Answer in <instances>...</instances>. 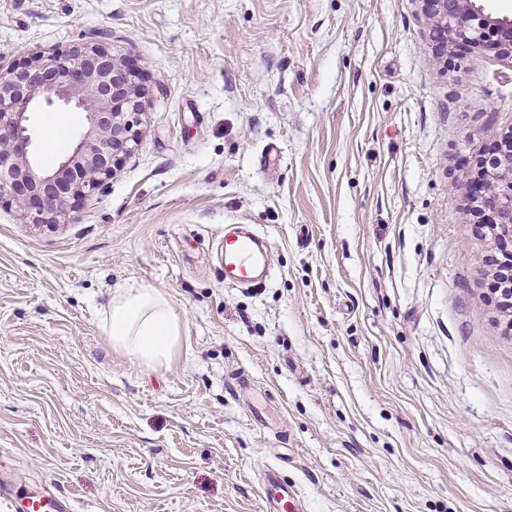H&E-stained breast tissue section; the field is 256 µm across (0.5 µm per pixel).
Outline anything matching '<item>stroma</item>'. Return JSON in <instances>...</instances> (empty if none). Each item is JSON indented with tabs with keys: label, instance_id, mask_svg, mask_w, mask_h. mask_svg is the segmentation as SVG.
<instances>
[{
	"label": "stroma",
	"instance_id": "obj_1",
	"mask_svg": "<svg viewBox=\"0 0 512 512\" xmlns=\"http://www.w3.org/2000/svg\"><path fill=\"white\" fill-rule=\"evenodd\" d=\"M432 28L418 0H0L4 63L106 30L146 93L138 149L67 223L0 206L18 495L260 512L273 466L298 512H512V336L470 199L512 131V57L492 29L437 55ZM30 125L46 164L83 120ZM228 224L268 242L254 288L224 283ZM139 284L182 324L154 370L101 324Z\"/></svg>",
	"mask_w": 512,
	"mask_h": 512
}]
</instances>
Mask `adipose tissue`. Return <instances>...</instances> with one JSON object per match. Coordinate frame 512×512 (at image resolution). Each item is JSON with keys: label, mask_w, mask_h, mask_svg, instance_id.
<instances>
[{"label": "adipose tissue", "mask_w": 512, "mask_h": 512, "mask_svg": "<svg viewBox=\"0 0 512 512\" xmlns=\"http://www.w3.org/2000/svg\"><path fill=\"white\" fill-rule=\"evenodd\" d=\"M102 326L113 347L148 367L168 363L181 344V322L172 302L148 285L117 292Z\"/></svg>", "instance_id": "ef3b65f1"}]
</instances>
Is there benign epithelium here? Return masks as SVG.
<instances>
[{
    "label": "benign epithelium",
    "instance_id": "1",
    "mask_svg": "<svg viewBox=\"0 0 512 512\" xmlns=\"http://www.w3.org/2000/svg\"><path fill=\"white\" fill-rule=\"evenodd\" d=\"M435 23L439 53L461 42L481 45L485 29L505 32L499 50L512 57V17H492L479 0H419ZM477 25H471V22ZM133 61L103 43L83 44L62 55H32L0 68V202L15 204L24 224H63L77 207L112 178L115 164L140 144L145 89ZM73 106L84 115L71 151L43 168L29 155L30 110L42 103ZM486 183L476 185L473 211L491 221L496 249L512 243V133L502 137L485 167ZM498 278V308L512 312V273L504 274L497 255H485Z\"/></svg>",
    "mask_w": 512,
    "mask_h": 512
}]
</instances>
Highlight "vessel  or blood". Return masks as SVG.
Wrapping results in <instances>:
<instances>
[{"mask_svg":"<svg viewBox=\"0 0 512 512\" xmlns=\"http://www.w3.org/2000/svg\"><path fill=\"white\" fill-rule=\"evenodd\" d=\"M267 271V252L253 233L237 225L224 228V280L226 283L251 286ZM0 500L7 508L21 512H72L73 500L64 493H45L17 504L9 481L0 479ZM262 512H296L297 492L294 485L280 478L275 470H266L262 478Z\"/></svg>","mask_w":512,"mask_h":512,"instance_id":"obj_1","label":"vessel or blood"}]
</instances>
